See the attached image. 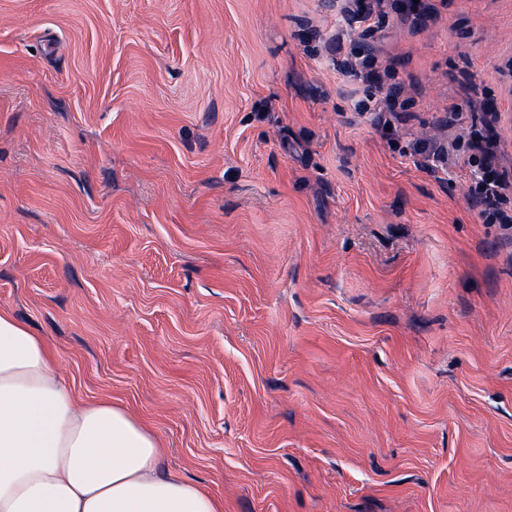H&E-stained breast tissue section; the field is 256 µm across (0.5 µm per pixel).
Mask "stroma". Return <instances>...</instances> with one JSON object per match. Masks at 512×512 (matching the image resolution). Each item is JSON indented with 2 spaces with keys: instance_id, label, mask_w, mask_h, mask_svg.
Instances as JSON below:
<instances>
[{
  "instance_id": "obj_1",
  "label": "stroma",
  "mask_w": 512,
  "mask_h": 512,
  "mask_svg": "<svg viewBox=\"0 0 512 512\" xmlns=\"http://www.w3.org/2000/svg\"><path fill=\"white\" fill-rule=\"evenodd\" d=\"M341 25L0 0V310L224 512H512V232L414 151L512 172V0Z\"/></svg>"
}]
</instances>
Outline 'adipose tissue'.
I'll return each instance as SVG.
<instances>
[{
  "instance_id": "obj_1",
  "label": "adipose tissue",
  "mask_w": 512,
  "mask_h": 512,
  "mask_svg": "<svg viewBox=\"0 0 512 512\" xmlns=\"http://www.w3.org/2000/svg\"><path fill=\"white\" fill-rule=\"evenodd\" d=\"M161 458L148 426L79 398L45 339L0 311V512H224Z\"/></svg>"
}]
</instances>
